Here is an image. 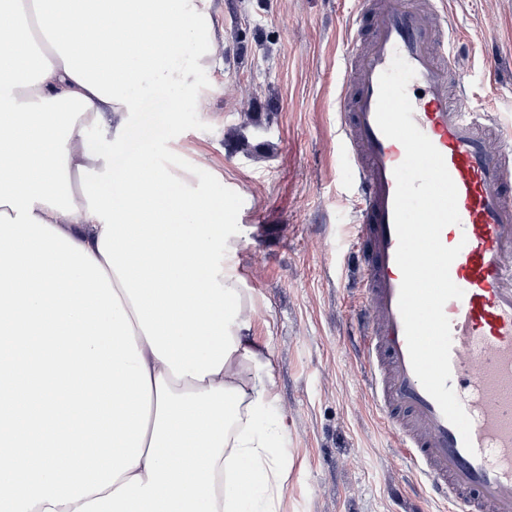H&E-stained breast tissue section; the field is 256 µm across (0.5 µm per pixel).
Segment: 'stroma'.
I'll return each mask as SVG.
<instances>
[{
	"label": "stroma",
	"mask_w": 512,
	"mask_h": 512,
	"mask_svg": "<svg viewBox=\"0 0 512 512\" xmlns=\"http://www.w3.org/2000/svg\"><path fill=\"white\" fill-rule=\"evenodd\" d=\"M469 41L471 105L512 126V0H448ZM360 0H212L222 32L199 91L135 89L131 142L225 191L254 343L269 359L288 426L278 512H405L415 471L369 405L351 346L358 272L356 185L336 135L348 20ZM243 127L252 148L227 135Z\"/></svg>",
	"instance_id": "1"
}]
</instances>
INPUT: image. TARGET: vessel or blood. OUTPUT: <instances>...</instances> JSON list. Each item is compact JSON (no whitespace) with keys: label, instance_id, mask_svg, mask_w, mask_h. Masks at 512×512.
Here are the masks:
<instances>
[{"label":"vessel or blood","instance_id":"vessel-or-blood-1","mask_svg":"<svg viewBox=\"0 0 512 512\" xmlns=\"http://www.w3.org/2000/svg\"><path fill=\"white\" fill-rule=\"evenodd\" d=\"M95 34L80 17L55 37L84 46ZM462 49L446 0H367L348 23L336 134L358 185L362 301L353 326L368 398L392 447L420 476L417 501L449 512H512V137L492 113L467 108ZM397 54L415 71L407 87L412 118L458 193L460 222L441 240L461 248L450 277L464 295L444 311L450 384L472 421L469 449L415 375L398 307L393 171L405 149L376 122L379 77Z\"/></svg>","mask_w":512,"mask_h":512}]
</instances>
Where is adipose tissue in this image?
<instances>
[{"mask_svg":"<svg viewBox=\"0 0 512 512\" xmlns=\"http://www.w3.org/2000/svg\"><path fill=\"white\" fill-rule=\"evenodd\" d=\"M0 0V512H277L288 482L270 362L250 337L223 194L155 164L127 168L89 130L126 140L135 84L193 87L213 66L210 0H112L108 71L63 46L32 57ZM153 37L147 54L115 19Z\"/></svg>","mask_w":512,"mask_h":512,"instance_id":"ef3b65f1","label":"adipose tissue"}]
</instances>
